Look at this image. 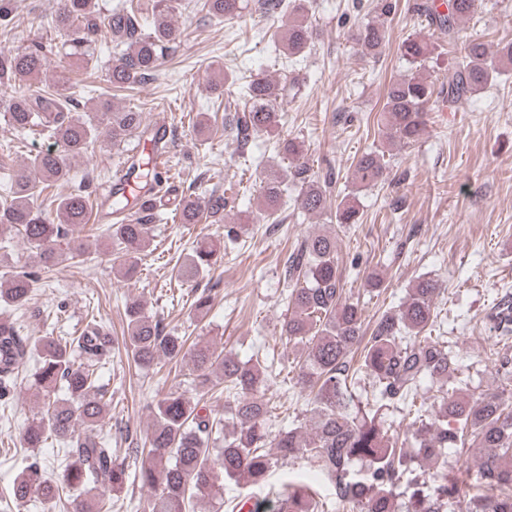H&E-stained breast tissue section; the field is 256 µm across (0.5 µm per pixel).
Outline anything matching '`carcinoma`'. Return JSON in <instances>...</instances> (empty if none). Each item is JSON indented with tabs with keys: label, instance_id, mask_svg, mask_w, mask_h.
Here are the masks:
<instances>
[{
	"label": "carcinoma",
	"instance_id": "1",
	"mask_svg": "<svg viewBox=\"0 0 512 512\" xmlns=\"http://www.w3.org/2000/svg\"><path fill=\"white\" fill-rule=\"evenodd\" d=\"M157 0L159 17L146 29V17L133 4L117 5L100 12L95 0H63L53 27L57 44L31 41L16 50H0V87L33 86L43 74L47 55L60 52L90 65L97 61L101 35L112 42L114 61L106 81L125 88L149 80L158 70L162 51L176 33L167 19L169 6ZM478 0H444L446 11L432 0L418 5L427 27L439 39L453 43L477 10ZM309 0H256L261 16L290 15L282 48L297 57L310 46L306 12ZM201 8L222 23L239 16L243 0H203ZM364 56L377 58L388 47L386 28L367 24L350 34ZM400 54L412 65L426 67L432 58L431 42L412 37L400 46ZM512 63V43L496 51L478 41L464 46L452 78L437 84L420 73L390 81L384 96L382 123L392 144L409 145L426 128V112L438 102L455 103L485 89L506 64ZM248 108L224 114V127L236 131L243 142L252 135L275 140L279 161L266 168L254 219L278 223L288 169L301 182L299 201L308 213L327 209L326 185L306 176L302 146L280 141L283 115L275 102L288 96V84L266 77L240 86ZM8 122L16 129L47 130L61 151L47 150L32 156L15 183L10 200L0 203V234L17 231L29 250V259L42 270L83 256L87 246L73 239L88 224L92 192L79 187L57 198L55 217L36 204L39 184L66 181L67 160L81 156L98 139L120 142L129 135L149 134L143 113L104 108L87 112L81 101L68 93L31 89L0 103ZM126 176L145 179L159 187V171L141 168V159L129 156ZM356 190L336 202L338 224L359 221L357 192L381 185L388 179L383 157L364 152L354 171ZM155 207L132 208L123 195L112 197V212L120 222L102 229L112 244V264L130 280L141 256L151 244L149 221ZM224 211V196L211 194L203 201L195 193L184 196L179 212L182 224H196L204 211ZM71 247L64 253L59 244ZM336 237L327 233L307 236L288 255L285 265L290 293L288 313L280 334L296 348V384L307 393L311 433L292 424L271 435L269 407L264 400L270 378L283 364L275 358L238 359L212 344H188L185 336L166 330L146 315L134 301L125 309L123 345L128 359L148 370L163 362L186 360L192 373L180 380L149 406L150 432L142 448L130 453L140 465L129 470L100 435L105 403L99 369L112 356V334L97 322H89L72 339L64 336H23L20 327L0 320V401L10 399L20 372L37 359L31 373L41 392L43 406L25 428L21 443L39 448L49 440L66 445L57 468L50 471L39 459L27 463L11 487L17 506L38 498L51 512L67 500L72 512H107L112 497L133 480L150 490L139 508L142 512H194L205 498L224 503L223 476L245 488L268 489L272 512H512V403L491 393L473 400L463 394L467 379L450 346L434 336L438 315L434 299L438 281L423 277L409 288L399 306L381 313L370 328L364 327L359 302L343 297L337 267ZM224 256V239L200 241L181 264L173 266L178 280L195 283ZM36 273L22 270L0 280V302L25 310L29 306ZM490 320L500 337L512 336V303L497 305ZM431 385L433 403L425 408L422 388ZM209 394L219 390L232 395L224 413L209 408L203 398L189 391ZM398 410L413 418L404 438L387 435L384 412ZM433 464L432 484L413 476L414 459L405 444ZM276 449L272 454L269 449ZM473 450L481 460L484 493H462L459 471L448 465V449ZM298 457L307 459L313 475L299 474L274 486L271 473ZM333 483L335 493L323 497L314 489L318 478Z\"/></svg>",
	"mask_w": 512,
	"mask_h": 512
}]
</instances>
